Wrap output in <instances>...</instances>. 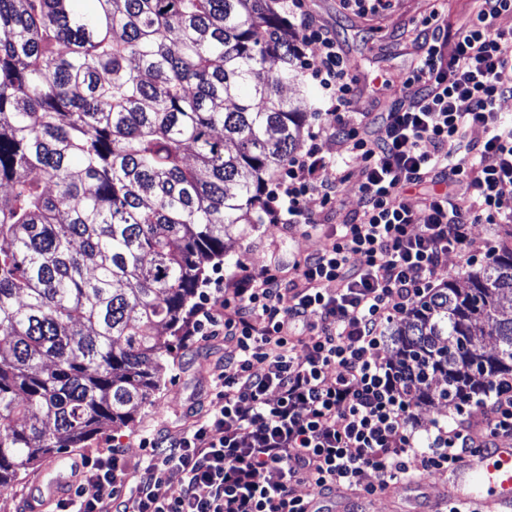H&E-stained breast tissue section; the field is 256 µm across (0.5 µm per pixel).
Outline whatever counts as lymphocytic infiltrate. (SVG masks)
<instances>
[{
    "instance_id": "lymphocytic-infiltrate-1",
    "label": "lymphocytic infiltrate",
    "mask_w": 512,
    "mask_h": 512,
    "mask_svg": "<svg viewBox=\"0 0 512 512\" xmlns=\"http://www.w3.org/2000/svg\"><path fill=\"white\" fill-rule=\"evenodd\" d=\"M288 10L298 59L333 122L311 132L264 189L262 221L323 233L325 243L294 262V278L273 259L201 291L183 334L233 344L219 404L169 447L143 439L135 488L123 449L87 450L81 480L56 512H306L297 484L315 498L344 488L366 501L391 481L441 473L512 436V377H503L462 395L452 422L420 445L387 336L397 317L429 300L449 255L469 268L492 257L472 225L512 223V126L498 112L512 97V29L494 25L512 14V0H481L453 32L438 16L425 19L423 54L374 135L344 119L354 78L335 40L301 0H288ZM312 45L318 54L306 55ZM473 126L483 140L467 139ZM327 137L361 160L363 205L325 230L304 202L332 203L344 181L321 149ZM171 469L183 475L180 491L168 485ZM368 470L376 482L363 483Z\"/></svg>"
}]
</instances>
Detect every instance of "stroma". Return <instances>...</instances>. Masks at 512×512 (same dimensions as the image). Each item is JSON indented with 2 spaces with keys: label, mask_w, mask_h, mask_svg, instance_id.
Wrapping results in <instances>:
<instances>
[{
  "label": "stroma",
  "mask_w": 512,
  "mask_h": 512,
  "mask_svg": "<svg viewBox=\"0 0 512 512\" xmlns=\"http://www.w3.org/2000/svg\"><path fill=\"white\" fill-rule=\"evenodd\" d=\"M392 9L377 14L347 8L344 0H302V10L316 20L336 41L355 78V92L346 117L359 120L361 113L377 118L390 111L400 96L403 76L416 64L424 39L421 19L439 11L449 30L467 22L478 0H393ZM362 164L351 160L348 177L336 201L323 205L320 197L307 198L305 205L322 224H339L360 207L358 189ZM322 238L299 230L282 231L272 224H240L225 240L223 256L204 265L202 278L212 281L217 274L232 277L241 265L268 264L279 255L286 276H293L294 261L318 250ZM233 350L223 337L178 339L168 358L162 381L145 404L134 410L133 420L124 426H104L91 440L94 448L118 445L125 448L128 462L141 461L145 452L142 438L166 444L192 426L218 404L215 381L224 370V358ZM44 462L22 472L10 493L0 498V512H34L31 501L37 486L46 480ZM442 495L436 475L423 474L416 488L396 487L390 495H377L366 503L367 512H430Z\"/></svg>",
  "instance_id": "35a3bbf8"
}]
</instances>
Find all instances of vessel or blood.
Returning <instances> with one entry per match:
<instances>
[{
    "label": "vessel or blood",
    "mask_w": 512,
    "mask_h": 512,
    "mask_svg": "<svg viewBox=\"0 0 512 512\" xmlns=\"http://www.w3.org/2000/svg\"><path fill=\"white\" fill-rule=\"evenodd\" d=\"M440 480L449 502L471 512H512V446L476 451L443 472Z\"/></svg>",
    "instance_id": "obj_1"
}]
</instances>
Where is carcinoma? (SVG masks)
<instances>
[{
	"instance_id": "obj_1",
	"label": "carcinoma",
	"mask_w": 512,
	"mask_h": 512,
	"mask_svg": "<svg viewBox=\"0 0 512 512\" xmlns=\"http://www.w3.org/2000/svg\"><path fill=\"white\" fill-rule=\"evenodd\" d=\"M298 80L268 0H0V496L159 387L204 261L301 146ZM390 336L418 403L511 375L512 242Z\"/></svg>"
}]
</instances>
